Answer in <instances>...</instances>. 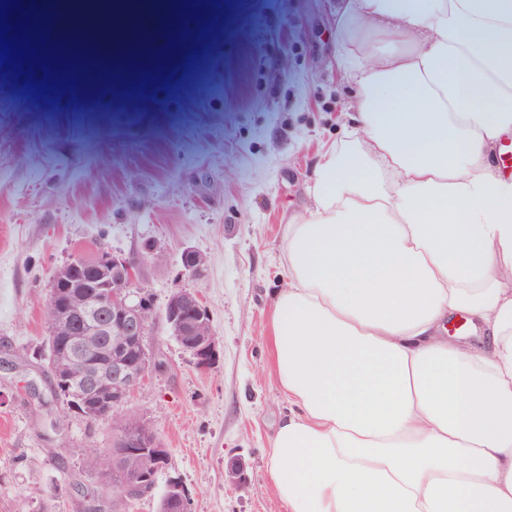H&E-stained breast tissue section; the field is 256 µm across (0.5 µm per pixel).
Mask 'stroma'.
Returning <instances> with one entry per match:
<instances>
[{"instance_id":"35a3bbf8","label":"stroma","mask_w":512,"mask_h":512,"mask_svg":"<svg viewBox=\"0 0 512 512\" xmlns=\"http://www.w3.org/2000/svg\"><path fill=\"white\" fill-rule=\"evenodd\" d=\"M172 49L159 11L134 14L162 78L132 91L105 82L28 96L50 69L0 70V512H158L160 493L125 505L90 467L115 426L145 419L171 450L192 512H283L266 476L268 438L288 404L273 370L268 311L284 288L285 224L307 202L322 152L344 137L350 88L336 66L332 0H201ZM133 261L157 317L164 363L109 421L75 420L33 356L46 334L50 277L97 248ZM204 264L194 274L185 251ZM208 307L218 357L199 369L162 312L173 289ZM242 460L246 480L224 482Z\"/></svg>"}]
</instances>
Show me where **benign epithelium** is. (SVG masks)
<instances>
[{
    "instance_id": "benign-epithelium-1",
    "label": "benign epithelium",
    "mask_w": 512,
    "mask_h": 512,
    "mask_svg": "<svg viewBox=\"0 0 512 512\" xmlns=\"http://www.w3.org/2000/svg\"><path fill=\"white\" fill-rule=\"evenodd\" d=\"M86 263L98 271L87 288L58 291V285L68 280L72 260L53 273L49 321L57 336L56 381L73 390L76 411L89 407L110 419L114 407L162 368L149 350L146 336L155 320V308L137 285L128 259L100 250ZM164 317L196 366L211 368L217 358L216 341L200 295L189 289L174 290ZM113 443L123 449L124 465L135 473L119 486L117 497L132 502L153 494L158 475L168 470L171 449L138 416L116 428ZM187 497L181 480L168 477L162 498L180 508Z\"/></svg>"
}]
</instances>
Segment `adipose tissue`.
<instances>
[{
    "mask_svg": "<svg viewBox=\"0 0 512 512\" xmlns=\"http://www.w3.org/2000/svg\"><path fill=\"white\" fill-rule=\"evenodd\" d=\"M106 15L45 24L106 49L133 34ZM335 29L350 128L284 230L269 483L285 512H512V0H336Z\"/></svg>",
    "mask_w": 512,
    "mask_h": 512,
    "instance_id": "obj_1",
    "label": "adipose tissue"
}]
</instances>
